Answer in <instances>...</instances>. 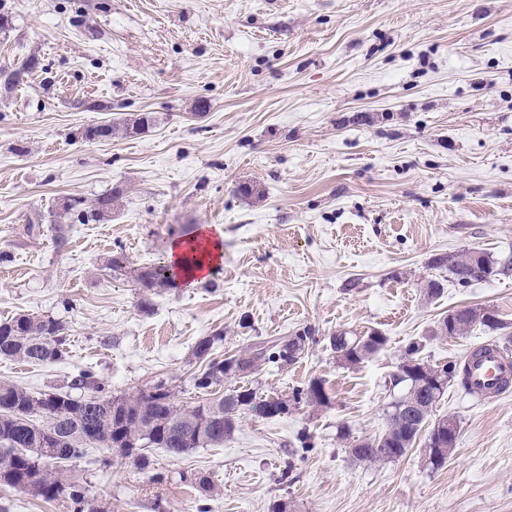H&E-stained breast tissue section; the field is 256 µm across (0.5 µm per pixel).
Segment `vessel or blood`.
Returning a JSON list of instances; mask_svg holds the SVG:
<instances>
[{
	"instance_id": "vessel-or-blood-1",
	"label": "vessel or blood",
	"mask_w": 512,
	"mask_h": 512,
	"mask_svg": "<svg viewBox=\"0 0 512 512\" xmlns=\"http://www.w3.org/2000/svg\"><path fill=\"white\" fill-rule=\"evenodd\" d=\"M469 389L486 399L512 389V356L483 343L467 352L463 359Z\"/></svg>"
}]
</instances>
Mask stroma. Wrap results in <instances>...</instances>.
I'll return each instance as SVG.
<instances>
[{
  "mask_svg": "<svg viewBox=\"0 0 512 512\" xmlns=\"http://www.w3.org/2000/svg\"><path fill=\"white\" fill-rule=\"evenodd\" d=\"M0 69L40 70L0 87V320L69 326V356L0 360V381L36 393L92 370L115 395L165 382L203 399L196 342L222 357L311 327L294 364H262L240 387L291 398L323 380L324 406L241 415L223 444L148 465L95 448L71 476L104 512H512V393L486 400L449 383L433 409L459 425L439 469L425 440L394 462L360 463L400 389L406 347L433 365L512 340V0H0ZM209 109L196 114L198 101ZM151 112L134 137L83 128ZM244 183L261 197L242 196ZM126 190L111 217L70 226L62 204ZM36 221L27 234L28 221ZM224 231V261L139 312L116 249L166 260L182 230ZM477 249L497 273L461 287L432 268ZM436 279L442 295L427 299ZM492 308L504 329H434L448 311ZM387 336L348 368L329 338ZM311 447H302L301 435ZM216 487L202 495L200 477Z\"/></svg>",
  "mask_w": 512,
  "mask_h": 512,
  "instance_id": "35a3bbf8",
  "label": "stroma"
}]
</instances>
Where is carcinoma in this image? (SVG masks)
<instances>
[{"instance_id": "cac0c4a2", "label": "carcinoma", "mask_w": 512, "mask_h": 512, "mask_svg": "<svg viewBox=\"0 0 512 512\" xmlns=\"http://www.w3.org/2000/svg\"><path fill=\"white\" fill-rule=\"evenodd\" d=\"M154 123L153 113L138 112L118 123L88 126L81 132V139L90 142L119 134L133 137L146 132ZM123 194L122 188L115 187L88 206L82 200L71 199L63 203V212L81 224L100 222L112 214ZM431 263L448 270L461 286L493 273L487 257L482 266H469L466 251L438 255ZM109 266L125 272L144 293L183 286L179 273L167 263L134 267L126 254L116 251ZM223 339V334L217 332L196 343L193 355L201 364L193 377L196 388L207 391L222 381L217 375L220 362L213 357V349ZM313 339V331L307 327L254 353L234 354L222 373L244 378L256 373L263 362L293 364L298 357L285 355L283 347L290 344L303 354ZM67 341L65 323L51 316L18 313L0 321V357L9 360L39 365L56 363L65 358ZM386 343L387 337L379 332L366 337L339 333L329 338L331 351L336 355L344 353L340 363L353 367ZM394 380L398 385L405 384V390L391 403L384 430L372 440L355 443L350 454L360 462L399 460L425 428L428 463L434 468L443 467L457 447L458 434L442 430L446 418L431 419L437 397L417 390L413 375L397 373ZM321 388V380H311L307 387L293 391L294 404L323 405L318 395ZM267 404L268 399L257 397L251 389H236L217 400L207 398L194 406L181 405L163 382L146 390L112 396L89 370L74 376L66 390L37 394L13 383L0 382V485L23 490L46 502L67 499L72 512H86L85 488L68 480L62 471L52 469L51 464L79 461L88 456L91 448H119L121 457L142 465L148 462L144 455L148 448H162L173 456H181L196 448L223 443L235 430L236 420L244 410L258 418L276 417L274 413L261 414V408Z\"/></svg>"}]
</instances>
